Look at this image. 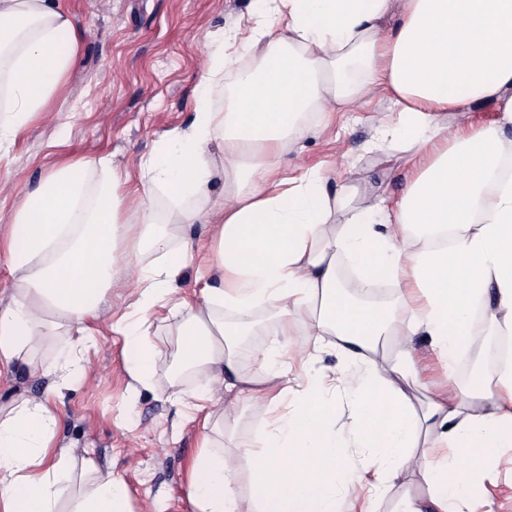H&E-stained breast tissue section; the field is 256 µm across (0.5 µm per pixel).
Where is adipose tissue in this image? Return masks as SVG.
<instances>
[{"mask_svg":"<svg viewBox=\"0 0 512 512\" xmlns=\"http://www.w3.org/2000/svg\"><path fill=\"white\" fill-rule=\"evenodd\" d=\"M248 30L242 47L259 67H237L223 39L207 42L193 120L141 158L135 203L125 204L122 172L108 155L60 165L27 192L8 227L6 261L16 281L0 303V373L23 365L87 379L80 351L102 304L125 283L135 299L109 325L124 338L130 387L153 381L149 336L159 310L179 323L180 363L211 376L177 401L200 414L207 432L188 470L198 512H238L242 474L252 512H341L346 499L417 474L428 496L406 512H484L470 487L490 449L512 448V361L497 369L498 383L479 375L462 387L452 379L447 393L417 409L406 386L419 382L424 364L412 359L401 369L370 352L383 336L423 335L448 366L467 347L488 354L472 330L479 303L496 335H512V173L502 168L512 153V0H253ZM70 31L61 0H0V49L14 47L0 154L31 115L46 111L73 64L74 53L59 46ZM230 69L235 101L228 112L212 111L209 90ZM381 92L392 93L394 110L380 119L371 146L395 144L405 154L410 169L399 195L358 203L320 169L281 176V156L304 112L360 109ZM485 105L495 108L491 122L449 126V113ZM95 168L106 177L90 202L87 176ZM218 171L224 194L206 213L177 211L181 227L208 226V259L189 298L171 283L192 241L176 248L171 230L156 229L153 195L163 187L179 201L207 196ZM146 245L157 264L134 263ZM342 256L360 284L392 283L409 317L342 292ZM261 311L277 335L304 327L308 343L295 350L301 363L332 336L359 375L291 378L278 344L262 355L271 369L245 373L236 349ZM61 334L67 349L37 360V350ZM340 391L356 407L348 432L336 412ZM290 397L293 408L281 411ZM473 397L478 406H469ZM245 401L264 428L223 455L209 434ZM59 425L46 399L0 406V512H132L122 477L57 446ZM423 427L432 431L431 447L451 455L414 458ZM352 448L369 457L373 484L349 459Z\"/></svg>","mask_w":512,"mask_h":512,"instance_id":"1","label":"adipose tissue"}]
</instances>
